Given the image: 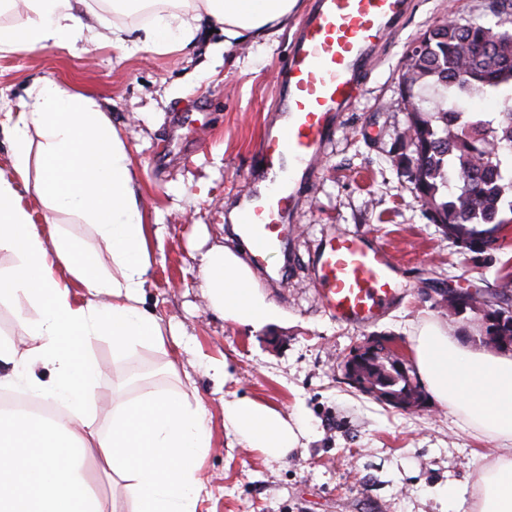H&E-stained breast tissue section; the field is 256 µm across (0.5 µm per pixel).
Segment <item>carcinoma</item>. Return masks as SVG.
<instances>
[{
    "instance_id": "1",
    "label": "carcinoma",
    "mask_w": 512,
    "mask_h": 512,
    "mask_svg": "<svg viewBox=\"0 0 512 512\" xmlns=\"http://www.w3.org/2000/svg\"><path fill=\"white\" fill-rule=\"evenodd\" d=\"M420 40L427 49L411 56L403 70L414 105L403 138L411 142L416 170L412 180L435 224L464 251L478 256L497 248L499 232L512 224V32L444 21L427 29ZM443 91L440 101L426 105L421 90ZM495 95L501 110L493 121L468 119L447 102L473 95ZM448 307L480 311L478 335L495 348L512 347V312L501 320L477 303ZM403 361L386 353L369 364L370 373L402 393L409 377ZM49 413L23 398L0 399V410Z\"/></svg>"
}]
</instances>
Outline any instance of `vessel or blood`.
I'll return each instance as SVG.
<instances>
[{
    "label": "vessel or blood",
    "instance_id": "b4317fda",
    "mask_svg": "<svg viewBox=\"0 0 512 512\" xmlns=\"http://www.w3.org/2000/svg\"><path fill=\"white\" fill-rule=\"evenodd\" d=\"M409 0H313L283 69V92L257 163L271 190L252 193L240 224L254 267L279 247L297 189L316 170L321 147L356 100L375 51L398 28ZM315 282L336 321L367 325L398 295L399 265L367 234L326 238Z\"/></svg>",
    "mask_w": 512,
    "mask_h": 512
}]
</instances>
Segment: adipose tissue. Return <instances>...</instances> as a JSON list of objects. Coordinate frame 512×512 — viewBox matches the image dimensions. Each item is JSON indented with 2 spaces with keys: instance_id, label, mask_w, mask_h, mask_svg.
<instances>
[{
  "instance_id": "1",
  "label": "adipose tissue",
  "mask_w": 512,
  "mask_h": 512,
  "mask_svg": "<svg viewBox=\"0 0 512 512\" xmlns=\"http://www.w3.org/2000/svg\"><path fill=\"white\" fill-rule=\"evenodd\" d=\"M25 24H0V52H32L83 40L98 43L105 22L88 0H23ZM298 0H112V11L141 21L131 39L113 26L112 46L185 49L200 22L220 26L225 45L283 33ZM11 129L12 170L0 171V305L22 298L25 345L0 336V390L55 407L52 416L0 411V512H108L94 487L105 474L130 512H197L202 464L212 446L200 405L151 386L113 401L98 417L92 392L102 367L90 352L108 336L115 355L165 348L158 318L144 308L152 265L135 172L125 142L96 98L54 81L32 91L18 112L0 114ZM29 192L52 213L91 226L112 261L104 267L84 242L59 225L35 229L21 204ZM66 271L86 288L79 303L63 285ZM204 289L225 320L263 326L270 308L250 271L226 247L201 258ZM418 371L431 395L497 441L476 480V512H512V355L463 347L437 325L420 330ZM224 426L246 448L282 460L299 445L300 419L247 398L224 400Z\"/></svg>"
}]
</instances>
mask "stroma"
Here are the masks:
<instances>
[{"label":"stroma","instance_id":"35a3bbf8","mask_svg":"<svg viewBox=\"0 0 512 512\" xmlns=\"http://www.w3.org/2000/svg\"><path fill=\"white\" fill-rule=\"evenodd\" d=\"M446 20L512 31V10L498 0H410L300 192L287 250L254 277L275 312L258 330L210 306L199 257L217 243L245 254L224 217L261 180L256 159L297 22L225 53L223 33L205 23L189 47L164 54L83 41L0 54L1 108L20 110L31 87L52 80L95 97L126 142L145 221L157 232L144 306L178 330L183 349L172 370L161 351L140 347L125 361L113 355L111 338L94 341L104 366L94 394L104 407L113 394L131 398L146 384L201 401L213 447L198 512H454L458 493H475L492 439L431 395L410 410L365 396L342 368L373 337L394 341L415 367L414 338L428 322L480 348L476 314L450 313L444 293L497 289L512 264V227L497 250L471 258L432 223L407 177L414 148L402 137L401 71L421 34ZM339 232L372 234L402 268L397 300L365 327L331 317L312 274L321 243ZM211 360L226 362L230 381L207 375ZM233 396L300 416L307 436L279 462L242 447L224 428L222 402Z\"/></svg>","mask_w":512,"mask_h":512}]
</instances>
